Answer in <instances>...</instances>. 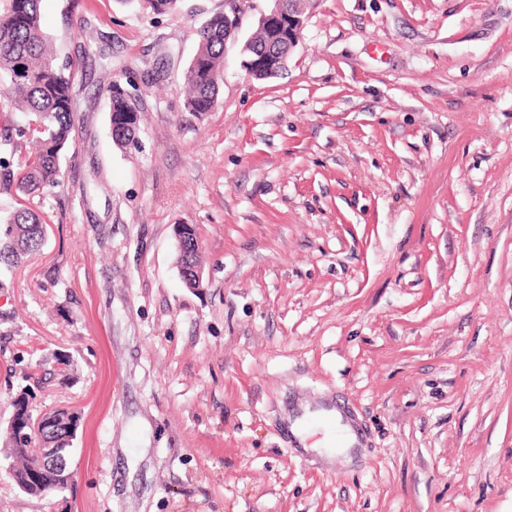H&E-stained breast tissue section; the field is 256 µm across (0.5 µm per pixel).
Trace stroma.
I'll return each instance as SVG.
<instances>
[{"label": "stroma", "mask_w": 512, "mask_h": 512, "mask_svg": "<svg viewBox=\"0 0 512 512\" xmlns=\"http://www.w3.org/2000/svg\"><path fill=\"white\" fill-rule=\"evenodd\" d=\"M250 2L191 112L179 74L224 0H42L76 143L43 252L0 282V430L34 345L74 362L32 402L83 414L74 512H512V0H314L265 81ZM111 80L140 110L124 149ZM323 399L362 448L291 444ZM122 4L138 8L151 15H163L177 9L180 0H120ZM176 238V265L179 266L183 282L189 288H197L200 281L192 269L200 267V242L194 225L178 224L174 227Z\"/></svg>", "instance_id": "1"}]
</instances>
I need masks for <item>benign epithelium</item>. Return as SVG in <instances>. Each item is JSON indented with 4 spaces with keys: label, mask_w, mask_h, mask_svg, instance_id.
Returning a JSON list of instances; mask_svg holds the SVG:
<instances>
[{
    "label": "benign epithelium",
    "mask_w": 512,
    "mask_h": 512,
    "mask_svg": "<svg viewBox=\"0 0 512 512\" xmlns=\"http://www.w3.org/2000/svg\"><path fill=\"white\" fill-rule=\"evenodd\" d=\"M270 6L260 11L257 28L270 32L265 48L260 50L264 56L262 67L245 68L248 77L260 80L264 77L278 75L282 60L288 57L298 46L306 10L312 0H268ZM224 40H229L238 33L243 9L240 0H225L224 2Z\"/></svg>",
    "instance_id": "benign-epithelium-1"
}]
</instances>
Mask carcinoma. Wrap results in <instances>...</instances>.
<instances>
[{
  "instance_id": "obj_1",
  "label": "carcinoma",
  "mask_w": 512,
  "mask_h": 512,
  "mask_svg": "<svg viewBox=\"0 0 512 512\" xmlns=\"http://www.w3.org/2000/svg\"><path fill=\"white\" fill-rule=\"evenodd\" d=\"M151 15L177 9L180 0H119ZM41 0H0V187L13 191L15 204L0 225V276L9 275L45 246L43 216L31 205L34 198L64 185L62 158L74 140L73 92L70 71L73 62L59 58L41 26ZM197 49L182 72L186 106L191 112H210L224 75V15L215 14L197 29ZM139 115L134 97L119 91L110 96L109 131L113 143L127 147L138 143ZM176 265L189 288L199 286L193 269L200 267V242L196 227L177 224ZM28 370L12 399V415L4 434L19 447L10 459L6 476L18 487L30 477L29 462L46 456L50 443L70 458L78 437L77 413L57 408L40 426L43 443H35L32 415L27 413L34 391L47 388L57 374L70 366V355L56 352L54 366L38 350L26 352ZM44 479L49 487L50 512H67L64 493L73 482L48 469Z\"/></svg>"
}]
</instances>
